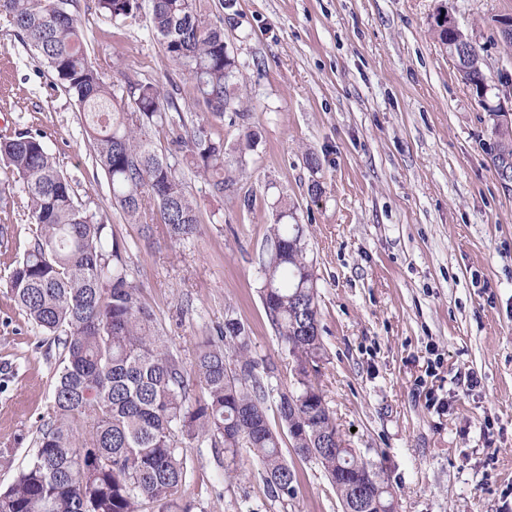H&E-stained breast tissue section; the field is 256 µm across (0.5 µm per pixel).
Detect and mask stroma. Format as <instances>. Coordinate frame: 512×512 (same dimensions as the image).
<instances>
[{
    "instance_id": "stroma-1",
    "label": "stroma",
    "mask_w": 512,
    "mask_h": 512,
    "mask_svg": "<svg viewBox=\"0 0 512 512\" xmlns=\"http://www.w3.org/2000/svg\"><path fill=\"white\" fill-rule=\"evenodd\" d=\"M224 29L250 114L215 122L234 180L218 196L184 180L200 233L144 236L113 208L73 95L0 22V139L38 135L130 247L133 283L184 364L226 317L240 320L274 392L291 359L260 299L269 224L287 208L316 276L324 358L315 382L346 447L388 484L397 512H512V184L493 166L488 109L512 96V47L494 17L512 0H200ZM449 9L488 77L465 84L432 29ZM88 53L108 81L138 74L180 114L153 133L186 154L184 118L204 112L146 17H99L79 0ZM254 148H241L246 126ZM315 156L317 167L307 158ZM0 489L35 451L58 349L7 295L9 264L31 238L19 186L0 204ZM270 427L297 475V496L271 499L248 450L227 475L222 449L191 443L182 490L191 512H342L315 460L298 457L267 402Z\"/></svg>"
}]
</instances>
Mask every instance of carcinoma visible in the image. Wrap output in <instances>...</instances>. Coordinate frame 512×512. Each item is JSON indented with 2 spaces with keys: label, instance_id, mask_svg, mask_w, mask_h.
I'll return each mask as SVG.
<instances>
[{
  "label": "carcinoma",
  "instance_id": "obj_1",
  "mask_svg": "<svg viewBox=\"0 0 512 512\" xmlns=\"http://www.w3.org/2000/svg\"><path fill=\"white\" fill-rule=\"evenodd\" d=\"M140 8V0H97L99 14L115 21L135 17ZM0 19L82 108L112 205L140 218L150 200L171 239L195 238L200 216L185 189L184 159L158 152L149 135L168 125V113L178 110L174 99L134 76L118 86L107 81L88 58L78 0H0ZM150 28L209 114L248 116L233 93L239 69L224 30L196 0H151ZM459 72L468 85L487 86L477 50L459 63ZM493 133L494 160L512 164V127ZM187 147L196 172L215 195H224L232 184L224 139L213 137L207 119L192 124ZM0 168L21 181L34 225L23 254L12 261L11 299L61 347L36 451L0 490V512H140L146 503L176 512L190 472L183 444L199 439L231 454L230 473L237 450L248 449L269 496L295 498L296 474L269 426L270 388L243 324L233 318L201 341L188 374L129 278L127 247L91 201L75 196L45 144L27 132L1 141ZM287 216L280 211L269 226L260 289L267 319L292 358L294 388L279 393V418L289 436L305 431L326 442L292 448L315 458L340 501L351 499L352 485L373 480L382 512H392L379 474L336 445V419L312 380L323 358L317 291L303 228L284 222ZM193 386L204 390L203 401L191 403Z\"/></svg>",
  "mask_w": 512,
  "mask_h": 512
}]
</instances>
